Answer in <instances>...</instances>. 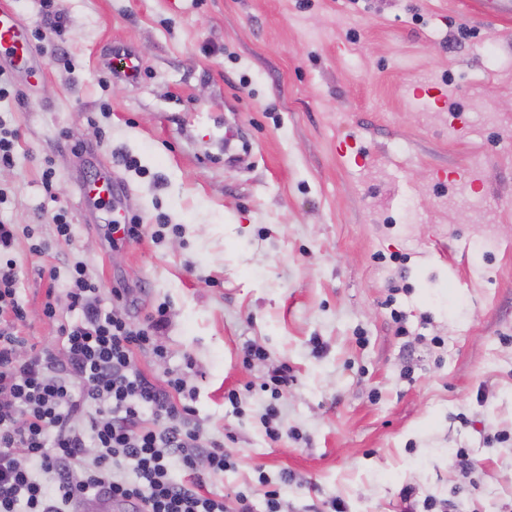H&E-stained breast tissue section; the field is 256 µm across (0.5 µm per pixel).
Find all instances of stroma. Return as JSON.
I'll list each match as a JSON object with an SVG mask.
<instances>
[{"instance_id": "35a3bbf8", "label": "stroma", "mask_w": 512, "mask_h": 512, "mask_svg": "<svg viewBox=\"0 0 512 512\" xmlns=\"http://www.w3.org/2000/svg\"><path fill=\"white\" fill-rule=\"evenodd\" d=\"M11 6L47 34L0 98L21 131L0 220L48 244L11 252L20 335L57 346L77 314L43 316L39 272L83 263L104 308L166 307V357L139 366L188 369L235 461L207 480L226 502L262 504L259 475L285 471L286 512H403L408 486L417 512H512V19L473 0H55V34L42 0ZM126 47L135 83L108 69ZM107 162L143 224L116 247L78 194ZM466 169L484 183L440 177ZM246 344L267 359L243 365ZM283 364L275 401L260 384Z\"/></svg>"}]
</instances>
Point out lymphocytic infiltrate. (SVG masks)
Returning <instances> with one entry per match:
<instances>
[{
    "mask_svg": "<svg viewBox=\"0 0 512 512\" xmlns=\"http://www.w3.org/2000/svg\"><path fill=\"white\" fill-rule=\"evenodd\" d=\"M17 227L0 220V512H74L84 500L112 499L134 512H282L281 489L263 507L238 493L234 504L206 479L233 465L223 440L204 435L188 376H146L142 353L163 357L156 338L165 307L143 323L101 306L100 288L75 263L64 291L78 321L62 325L58 349L31 348L15 325L26 318L9 253ZM131 464L133 478L119 474Z\"/></svg>",
    "mask_w": 512,
    "mask_h": 512,
    "instance_id": "1",
    "label": "lymphocytic infiltrate"
}]
</instances>
